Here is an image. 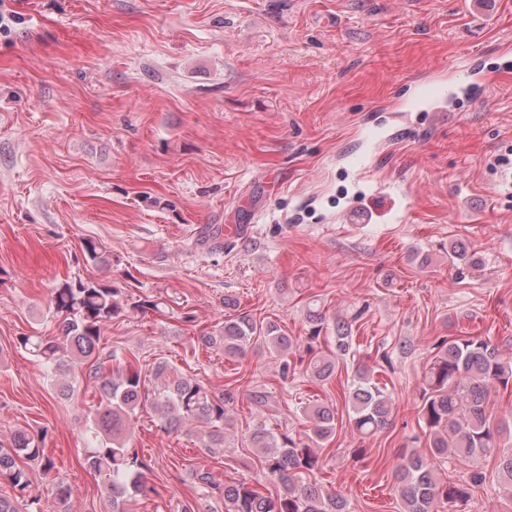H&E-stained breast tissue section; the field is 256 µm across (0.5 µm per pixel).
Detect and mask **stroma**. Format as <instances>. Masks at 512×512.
<instances>
[{
    "instance_id": "obj_1",
    "label": "stroma",
    "mask_w": 512,
    "mask_h": 512,
    "mask_svg": "<svg viewBox=\"0 0 512 512\" xmlns=\"http://www.w3.org/2000/svg\"><path fill=\"white\" fill-rule=\"evenodd\" d=\"M15 16L0 34V439L24 428L42 437L51 473L29 463L42 512L47 489L71 490L69 512H112L87 470L84 428L99 404L86 378L58 397L24 335L58 338L49 307L62 279H105L162 296L174 317L126 313L103 336L140 359L225 389L234 369L246 388L270 392L258 409L237 392L222 458L202 445L205 424L166 436L145 407L131 441L159 497L127 512H182L191 473L268 490L250 442L257 421L302 432L307 403L335 408L339 424L312 480L345 495L351 512H400L396 451L419 434L416 414L435 337L489 336L512 356V182L489 162L512 145V0H5ZM481 58L480 96L439 117L408 112L416 78ZM369 154L366 179L347 162ZM404 193L395 195L393 182ZM358 200V220L341 216ZM243 226L241 237L214 228ZM112 265L86 262L84 239ZM479 268L458 276L451 245ZM352 324L357 363L392 353L383 375L389 429L355 446L341 394L346 371L325 386L281 378L268 348L240 362L196 348L197 336L239 302L306 345L307 302ZM411 351L400 353L398 342Z\"/></svg>"
}]
</instances>
